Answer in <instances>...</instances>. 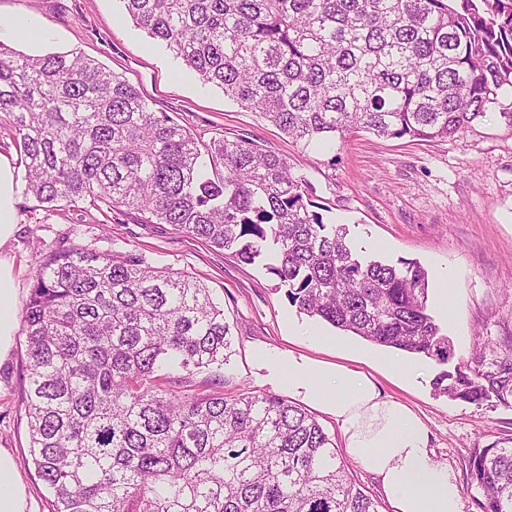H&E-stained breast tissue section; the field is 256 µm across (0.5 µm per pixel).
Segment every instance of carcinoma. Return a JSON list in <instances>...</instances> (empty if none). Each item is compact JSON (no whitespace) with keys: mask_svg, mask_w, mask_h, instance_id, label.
<instances>
[{"mask_svg":"<svg viewBox=\"0 0 512 512\" xmlns=\"http://www.w3.org/2000/svg\"><path fill=\"white\" fill-rule=\"evenodd\" d=\"M188 70L307 145L359 132L445 141L512 86V0H124ZM0 114L24 193L50 208L129 210L261 263L290 305L440 364L428 274L361 260L313 210L288 160L245 137L197 139L80 52L0 43ZM29 453L49 512H379L335 443L272 393L220 390L224 306L185 271L73 245L47 256L23 313ZM435 391L512 393V363L443 370ZM480 512H512V446L470 462Z\"/></svg>","mask_w":512,"mask_h":512,"instance_id":"cac0c4a2","label":"carcinoma"}]
</instances>
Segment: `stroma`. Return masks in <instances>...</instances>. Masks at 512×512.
<instances>
[{
  "label": "stroma",
  "instance_id": "1",
  "mask_svg": "<svg viewBox=\"0 0 512 512\" xmlns=\"http://www.w3.org/2000/svg\"><path fill=\"white\" fill-rule=\"evenodd\" d=\"M26 18L46 33L41 43L7 38L33 55L77 50L120 73L160 112L195 137H247L286 157L295 175L327 209L326 220L346 225L357 251L391 264L419 262L428 272V308L453 349L449 368L512 362V124L503 119L473 123L445 142L379 138L360 133L320 150L288 138L258 113L238 106L217 87L204 85L180 60L146 37L126 15L122 0H0V21ZM17 232L5 246L24 312L43 256L72 245L107 253L146 255L155 265L192 273L224 305L234 353L221 371L225 394L242 389L287 395L271 384L257 356L294 351L336 360L335 347L292 337L307 327L355 346L364 358L355 369L375 372L386 348L300 314L263 266L248 265L211 249L168 224H143L130 211L102 215L82 209L47 210L25 193L15 200ZM454 278L452 303L441 299V281ZM25 333L17 331L0 361V448L14 458L17 475L37 512H48L45 492L28 455ZM406 381L380 376L382 391L411 406L433 432L434 459L456 472L462 512H480L481 491L469 480L474 451L512 444V395H490L475 405L435 395L439 365L416 355Z\"/></svg>",
  "mask_w": 512,
  "mask_h": 512
}]
</instances>
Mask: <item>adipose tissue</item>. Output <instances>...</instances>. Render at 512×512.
Segmentation results:
<instances>
[{
    "label": "adipose tissue",
    "mask_w": 512,
    "mask_h": 512,
    "mask_svg": "<svg viewBox=\"0 0 512 512\" xmlns=\"http://www.w3.org/2000/svg\"><path fill=\"white\" fill-rule=\"evenodd\" d=\"M17 185L14 167L0 154V249L15 230ZM16 300L13 265L0 252V358L13 344ZM274 378L287 384L292 399L336 421L347 453L378 480L393 512H461V486L448 466L433 461L429 427L408 404L384 395L371 375L292 353ZM0 512H34L2 448Z\"/></svg>",
    "instance_id": "1"
}]
</instances>
